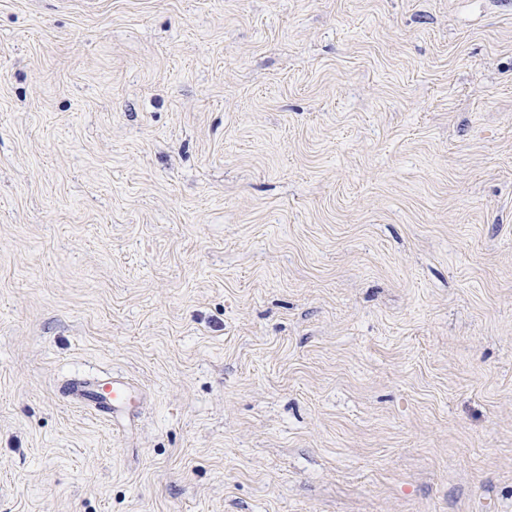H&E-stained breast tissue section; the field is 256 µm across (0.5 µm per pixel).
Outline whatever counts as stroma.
Returning <instances> with one entry per match:
<instances>
[{
  "label": "stroma",
  "mask_w": 512,
  "mask_h": 512,
  "mask_svg": "<svg viewBox=\"0 0 512 512\" xmlns=\"http://www.w3.org/2000/svg\"><path fill=\"white\" fill-rule=\"evenodd\" d=\"M0 512H512V0H0ZM65 400L74 408L89 410L112 426L123 428L130 418L131 401L138 389L124 377L106 379L70 377L60 387Z\"/></svg>",
  "instance_id": "obj_1"
}]
</instances>
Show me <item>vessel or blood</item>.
<instances>
[{"mask_svg": "<svg viewBox=\"0 0 512 512\" xmlns=\"http://www.w3.org/2000/svg\"><path fill=\"white\" fill-rule=\"evenodd\" d=\"M65 400L74 408L89 410L95 417L120 429L129 417L137 389L126 378L71 377L61 386Z\"/></svg>", "mask_w": 512, "mask_h": 512, "instance_id": "obj_1", "label": "vessel or blood"}]
</instances>
